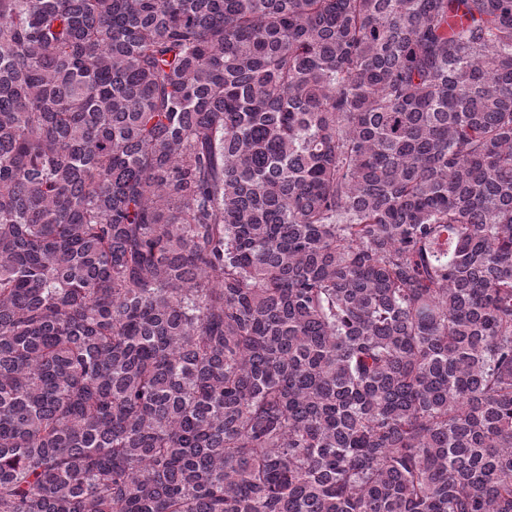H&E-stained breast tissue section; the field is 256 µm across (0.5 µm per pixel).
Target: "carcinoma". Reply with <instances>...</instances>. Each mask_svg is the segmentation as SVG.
<instances>
[{"mask_svg":"<svg viewBox=\"0 0 512 512\" xmlns=\"http://www.w3.org/2000/svg\"><path fill=\"white\" fill-rule=\"evenodd\" d=\"M0 512H512V0H0Z\"/></svg>","mask_w":512,"mask_h":512,"instance_id":"obj_1","label":"carcinoma"}]
</instances>
